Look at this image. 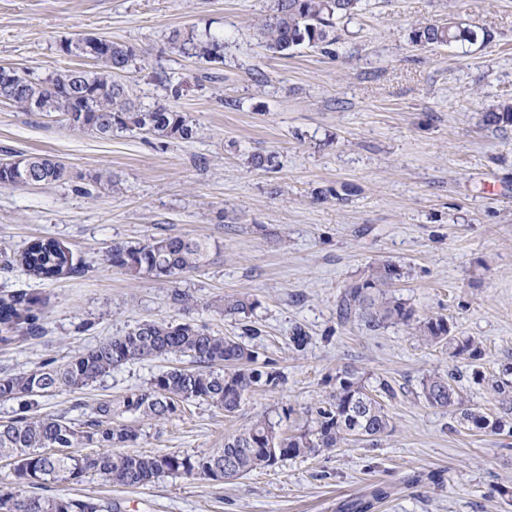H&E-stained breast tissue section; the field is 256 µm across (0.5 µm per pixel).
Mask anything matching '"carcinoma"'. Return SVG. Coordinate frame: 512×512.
Masks as SVG:
<instances>
[{
  "mask_svg": "<svg viewBox=\"0 0 512 512\" xmlns=\"http://www.w3.org/2000/svg\"><path fill=\"white\" fill-rule=\"evenodd\" d=\"M361 0H275L271 13L258 31L260 44L269 51L284 53L305 43L316 45L328 40L337 17L357 13ZM487 42L492 35L477 33L450 18L444 23L425 24L412 31V42L421 47L459 41ZM169 43L179 53L207 63L222 62L217 54L224 39L207 33L201 37L175 30ZM135 53L116 42L94 61L87 73L88 94L77 101L68 72L43 80L30 79L24 95L11 105L30 112L34 102L40 112H59L69 128L108 137L115 130H144L157 139L191 140L195 126L187 117L163 104L146 111L135 108L124 83L116 76L129 68ZM512 120V103L502 101L497 111L487 112L484 122L497 126ZM66 167L45 155L0 164V184L25 187L64 183ZM212 244L206 239L183 236L153 237L144 243L114 242L106 260L114 267L137 276L148 274L176 280L196 272L209 261ZM27 274L52 279L80 273L69 251L58 241L47 238L31 242L20 255ZM401 268L392 263L371 267L370 273L344 287L338 308L344 322L358 320L372 331L388 323H409L414 311L388 296L385 288L401 278ZM256 302L247 296H227L218 309L226 316H246ZM41 300L26 293L0 298V341L9 342L32 332L38 320ZM422 340L430 345L446 342L454 354L477 361L482 350L470 338L450 336L448 319L442 316L419 322ZM159 357H189L193 369L171 367L161 371L146 387L125 397L118 406L99 402L85 420L75 424L64 417L37 418L31 411L35 397L57 390H80L129 361ZM285 383L284 375L272 360H259L257 351L230 337H224L191 323L143 321L120 336H114L85 352L58 364L49 360L28 373L0 376V401H16L19 413L0 422V460L13 464L8 486L0 488V512H116L117 506L93 497L42 496L31 488L48 484L80 483L87 476L126 487H139L166 474L214 479L213 473L229 469L224 478L243 476L258 467L336 448L353 437L372 445L393 430L391 417L376 396L393 395L385 380L375 392L350 370L336 373V388L323 406L315 408L314 427L289 434L279 423L263 417L242 431L224 438V447L196 455L177 451L141 454L128 451L139 438V429L112 422L115 413H132L157 421L167 420L189 400L206 402L232 414L244 397L258 388L275 391ZM498 396L501 414L490 417L466 409L461 417L468 429L498 433L512 415V381L491 380ZM422 394L433 407L450 408L460 404L459 394L448 383V376L433 374L422 381ZM83 448L96 452L81 453Z\"/></svg>",
  "mask_w": 512,
  "mask_h": 512,
  "instance_id": "obj_1",
  "label": "carcinoma"
}]
</instances>
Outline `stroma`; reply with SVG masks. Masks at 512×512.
Instances as JSON below:
<instances>
[{"instance_id":"1","label":"stroma","mask_w":512,"mask_h":512,"mask_svg":"<svg viewBox=\"0 0 512 512\" xmlns=\"http://www.w3.org/2000/svg\"><path fill=\"white\" fill-rule=\"evenodd\" d=\"M273 5L0 0V66L33 79L88 71V59L61 55L60 44L106 38L135 52L122 80L140 109L164 104L197 128L186 142L137 129L78 134L59 113L0 102V159L48 155L70 175L0 184V256L13 262L0 268V297L42 301L38 331L0 344V376L65 360L143 320L190 322L274 359L286 381L250 393L231 415L199 401L164 421L124 414L140 430L133 452H210L262 416L299 432L346 368L366 387L391 384L383 405L394 429L376 447L350 441L232 481L169 474L126 488L90 476L45 493L109 500L119 512H340L381 487L387 496L371 512H512V433L471 431L460 416L464 407L498 414L487 381L512 368V122H483L512 99V0H362L331 43L285 54L257 37ZM457 15L493 41L412 42L414 28ZM176 28L223 37V62L180 55L168 40ZM255 153L272 156L271 170L251 166ZM101 172L111 183H94ZM321 190L327 200H316ZM166 235L209 239L208 264L172 283L105 260L112 243ZM39 237L67 247L84 274L23 271L16 260ZM384 261L404 271L392 296L416 319L447 317L452 336L480 344L479 363L425 344L410 325L340 321L345 285ZM175 287L193 295L191 309L172 305ZM227 295L259 305L249 318L226 317L213 303ZM297 325L309 336L300 350L290 340ZM175 364L128 362L82 390L40 397L34 413L80 422ZM476 366L484 383L472 378ZM434 372L447 374L461 407L424 400L421 382Z\"/></svg>"}]
</instances>
